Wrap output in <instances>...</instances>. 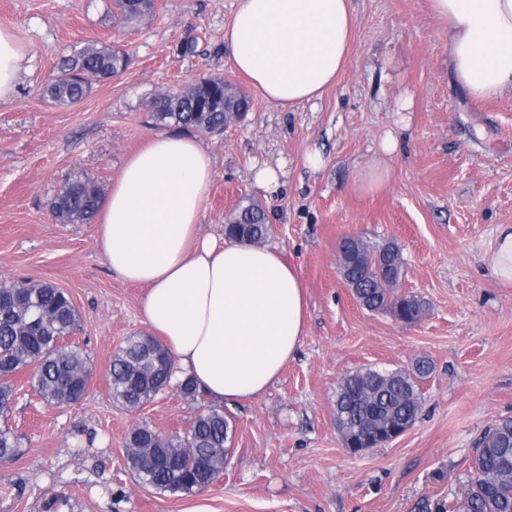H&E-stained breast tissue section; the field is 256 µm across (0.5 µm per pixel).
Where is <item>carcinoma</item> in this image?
I'll use <instances>...</instances> for the list:
<instances>
[{
  "instance_id": "obj_1",
  "label": "carcinoma",
  "mask_w": 512,
  "mask_h": 512,
  "mask_svg": "<svg viewBox=\"0 0 512 512\" xmlns=\"http://www.w3.org/2000/svg\"><path fill=\"white\" fill-rule=\"evenodd\" d=\"M126 24L139 21L154 8V0H114ZM129 55L94 44L61 60L59 74L47 88L58 103L82 101L97 83L123 72ZM250 101L232 83L203 77L184 90L151 101L156 124L220 133L229 114L246 112ZM100 203L98 187L75 178L55 198L52 211L68 224L89 222ZM266 209L255 201L238 204L224 227L234 240L260 244L272 233ZM342 273L356 300L370 312L390 313L405 324L422 317L425 304L414 295L396 291L402 255L393 243L368 250L348 238L341 246ZM78 326L71 299L49 283H21L0 288V412L9 411L16 389L12 377L31 370L33 390L46 402L75 405L88 383L87 357L63 339ZM433 363L416 360L408 369L357 371L342 379L336 394V427L346 440L367 432L410 428L421 411L420 382L433 372ZM173 361L158 340L133 335L113 354L108 386L113 403L127 411L139 409L171 382ZM230 421L224 407L208 405L190 427L163 436L148 424L128 433L127 462L140 484L159 492L189 493L211 484L226 462ZM20 441L9 428H0V461L19 454ZM472 477L466 494L448 512H512V417L487 426L476 441Z\"/></svg>"
}]
</instances>
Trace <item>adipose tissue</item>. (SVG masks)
I'll use <instances>...</instances> for the list:
<instances>
[{"instance_id":"adipose-tissue-1","label":"adipose tissue","mask_w":512,"mask_h":512,"mask_svg":"<svg viewBox=\"0 0 512 512\" xmlns=\"http://www.w3.org/2000/svg\"><path fill=\"white\" fill-rule=\"evenodd\" d=\"M448 26L449 63L469 97L512 92V0H429ZM352 0H237L224 27L233 68L278 108L317 102L350 53ZM26 57L0 30V99ZM214 170L201 143L159 133L125 162L98 210V241L123 281L144 287L146 325L175 374L216 404L257 400L293 358L307 325V289L268 246L202 233Z\"/></svg>"}]
</instances>
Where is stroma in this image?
Here are the masks:
<instances>
[{
    "label": "stroma",
    "instance_id": "stroma-1",
    "mask_svg": "<svg viewBox=\"0 0 512 512\" xmlns=\"http://www.w3.org/2000/svg\"><path fill=\"white\" fill-rule=\"evenodd\" d=\"M236 0H154L124 25L112 0H0V29L26 51L17 87L0 100V284L50 283L79 314L71 337L90 381L72 406L44 402L29 372L0 425L23 452L0 462V512H439L464 494L474 442L512 416V283L491 266L501 226L512 225V93L470 99L448 61V29L427 0H353L348 64L317 104L284 111L250 92L251 107L223 134L198 133L214 180L201 217L222 235L240 201L270 215L269 246L296 265L308 293L306 334L259 399L231 407L230 454L206 490L171 495L128 467L132 426L184 432L201 411L178 384L126 411L108 370L125 339L146 332L144 290L115 275L96 223L65 224L51 203L77 176L108 190L158 129L150 101L203 76L240 83L224 51ZM87 42L126 50V71L74 105L43 95L63 55ZM411 95L413 109L398 102ZM399 147L380 149L387 134ZM319 150L323 170L310 169ZM282 163L286 187L267 198L249 179L255 162ZM389 168L378 192L346 186L358 169ZM355 237L402 253L399 290L428 311L406 325L363 309L339 273V246ZM430 358L417 421L389 444L349 454L336 430L341 378L407 368Z\"/></svg>",
    "mask_w": 512,
    "mask_h": 512
}]
</instances>
